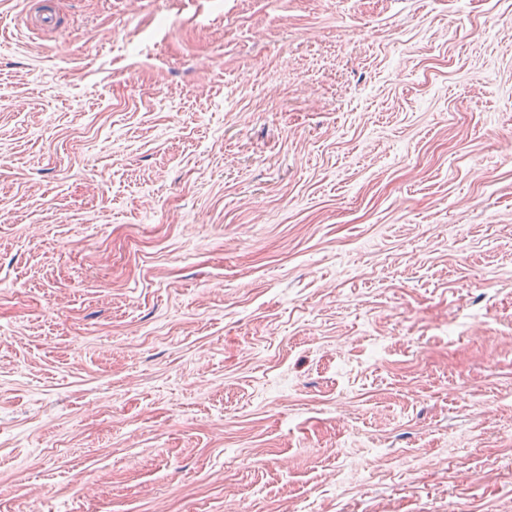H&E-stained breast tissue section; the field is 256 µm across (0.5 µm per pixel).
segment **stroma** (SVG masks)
Here are the masks:
<instances>
[{
	"mask_svg": "<svg viewBox=\"0 0 512 512\" xmlns=\"http://www.w3.org/2000/svg\"><path fill=\"white\" fill-rule=\"evenodd\" d=\"M0 0V512H512V0ZM52 3L53 1L50 0L28 1L30 4L28 17L31 18L36 28L47 35L58 33L60 30L59 19L55 9L51 6Z\"/></svg>",
	"mask_w": 512,
	"mask_h": 512,
	"instance_id": "stroma-1",
	"label": "stroma"
}]
</instances>
